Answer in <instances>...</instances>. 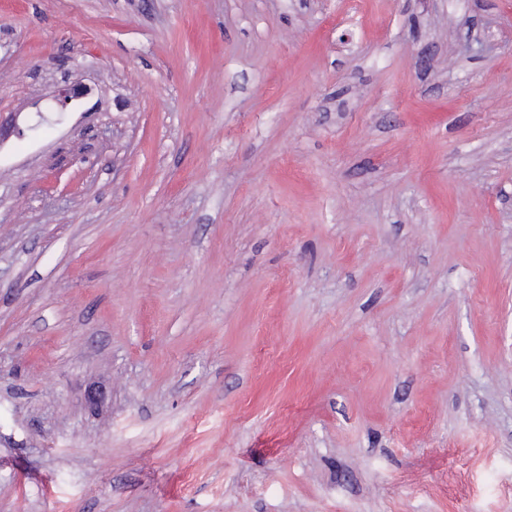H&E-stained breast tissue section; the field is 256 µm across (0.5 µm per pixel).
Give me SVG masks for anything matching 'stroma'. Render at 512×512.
Here are the masks:
<instances>
[{
	"label": "stroma",
	"instance_id": "stroma-1",
	"mask_svg": "<svg viewBox=\"0 0 512 512\" xmlns=\"http://www.w3.org/2000/svg\"><path fill=\"white\" fill-rule=\"evenodd\" d=\"M12 112L0 512H512V0H0ZM67 57L68 61L59 63V68L56 65L57 69L63 74L64 78V80H61V82L57 85L55 94L56 101L61 105H67L69 102L75 99H79L88 92V88L86 86L81 87L77 83H72L69 81V75L72 73L71 69L74 66H77V59L73 56Z\"/></svg>",
	"mask_w": 512,
	"mask_h": 512
}]
</instances>
